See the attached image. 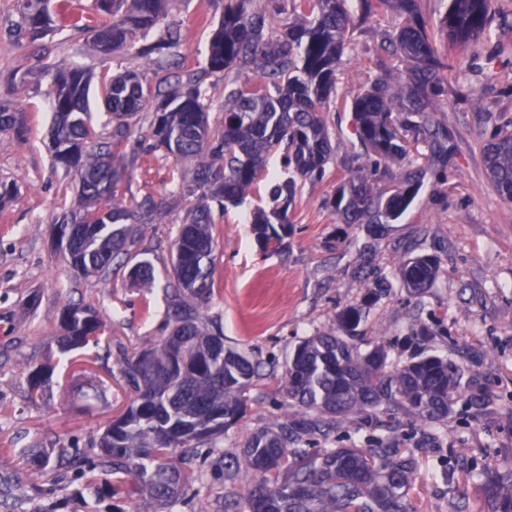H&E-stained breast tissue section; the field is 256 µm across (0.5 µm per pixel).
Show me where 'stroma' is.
<instances>
[{
  "label": "stroma",
  "instance_id": "stroma-1",
  "mask_svg": "<svg viewBox=\"0 0 512 512\" xmlns=\"http://www.w3.org/2000/svg\"><path fill=\"white\" fill-rule=\"evenodd\" d=\"M449 5L450 0H419L440 54L453 65L437 98L436 133L411 145V167L390 164L375 177V190L385 199L403 189L404 172H412L418 192L400 220L378 232L369 224L342 223L327 203L347 172L365 159L347 105L322 112L334 133L333 158L319 178L305 182L289 209L288 236L278 252L261 249L252 215L271 206L270 189L284 172L281 153L270 156L268 176L242 203L214 208L219 285L212 310L222 317L225 345L252 353L265 367L250 387L251 412L224 434L222 456L194 461L202 478L186 488L176 512L203 507L224 512L229 486L223 459L240 455L248 435L286 412L275 393V376L289 353L301 337L334 328L337 313L359 303L378 281L384 290L364 310L361 348L383 342L396 364L417 351L438 356L475 380L471 397L453 402L441 422L427 426L407 413L396 415V446L415 449L418 458L417 478L407 491L411 512H456L463 501L470 512H481L480 482L466 481L450 458L461 446L476 467L501 474L499 497L512 500V202L493 189L482 155L484 141L495 131H512V0H498L491 36L468 44L448 41L439 28ZM347 6L356 27L338 87L353 94L368 88L380 68L404 72L398 57L380 49L404 17L393 9L363 14L360 0H348ZM219 18L208 0H169L167 20L182 34L175 55L180 77L204 65ZM15 20V0H0V102L23 109L28 127L23 141L0 134V183L15 191L14 199L0 203V512H161L96 467L94 443L131 398L119 382L120 353H132L172 329L165 292L172 281L170 245L189 204L173 193L170 178L176 168L192 175L194 166L174 164L158 150L139 157L118 188L127 203L166 198L145 240L154 287L131 284L124 263L113 265L106 277L76 275L53 231L64 214L76 210L79 192L54 166L48 80L41 64H78L92 73V123L105 138L112 127L99 81L129 61L97 56L65 30L35 41L15 40L10 34ZM40 51L45 61H38ZM419 255L437 257L440 269L433 285L417 294L404 288L398 267L402 259ZM69 302L106 319L110 353L61 352L58 316ZM418 320L432 325L434 334L412 348L404 339ZM40 365L54 367L55 374L34 402L28 374ZM382 434L371 418L340 416L333 438L339 448H364ZM62 445L77 465L51 466L43 477L32 478L23 450L48 453Z\"/></svg>",
  "mask_w": 512,
  "mask_h": 512
}]
</instances>
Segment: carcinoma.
<instances>
[{
    "mask_svg": "<svg viewBox=\"0 0 512 512\" xmlns=\"http://www.w3.org/2000/svg\"><path fill=\"white\" fill-rule=\"evenodd\" d=\"M347 0H211L221 9L209 40L205 66L196 78L168 92L164 75L153 81L128 69L103 84L104 112L114 124L110 140L95 141L89 129L88 94L92 77L79 66L51 75V129L56 165L77 179L85 211L65 215L55 225L66 241L64 257L83 276L106 272L119 256L140 255L129 278L142 288L154 284L151 262L144 258L146 219L165 208L164 198H147L136 208L118 198L125 170L138 159L116 156L112 142L132 133V121L148 122L149 142L142 152L164 150L195 164L191 178L173 180L175 192L190 202L173 246L181 251L173 263L174 288L167 294L174 345L166 336L120 359V374L132 390L125 412L98 436L97 465L123 474L140 493L175 507L180 492L200 480L188 467L196 449L217 447V439L246 414L249 388L261 362L224 346L218 320L209 315L215 288V238L212 203H238L265 174L269 155L283 150L287 176L271 191L272 207L255 216L254 229L263 250L282 247L288 236V208L298 182L320 175L332 160V132L321 115L323 105L351 103L352 135L385 160L409 162L410 143L434 134V99L442 92L449 64L441 57L420 19L417 0H361L370 13L393 4L405 15L388 47L405 65L404 82L382 71L371 86L352 99L338 97L336 73L350 43L352 17ZM17 0L18 33L35 41L49 31L68 29L105 56L144 58L160 71L180 45V34L167 23L168 0H91L75 14L67 0ZM496 0H451L439 19L441 31L456 42L487 36ZM112 21L99 23L100 13ZM154 29L163 34L147 41ZM146 44L137 46L136 38ZM255 73L241 80L244 69ZM224 74L223 117L198 131L208 116L205 77ZM0 133L22 140L27 133L20 110L0 104ZM489 182L512 201V132L493 134L482 146ZM415 197L406 188L383 200L374 191L368 169L351 171L329 200L347 224H388L402 218ZM433 256L402 261L406 287H429L437 278ZM363 318L360 305L338 315L337 327L301 338L278 374V389L291 412L282 421L252 433L242 458L224 467L232 485H249L248 512H409L406 492L417 462L410 449L395 446L392 416L402 411L427 424L448 415L464 396L463 371L436 356L389 361L375 344L361 351L354 339ZM60 343L82 349L103 338L106 321L89 307H62ZM370 415L386 434L367 448H327L338 415ZM489 481L484 512H500L495 476L490 468L466 470Z\"/></svg>",
    "mask_w": 512,
    "mask_h": 512,
    "instance_id": "carcinoma-1",
    "label": "carcinoma"
}]
</instances>
